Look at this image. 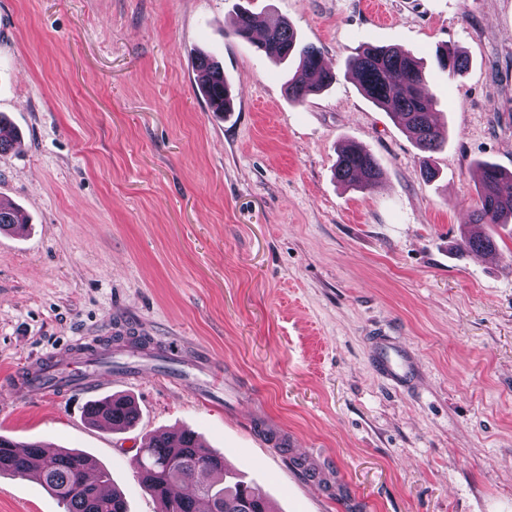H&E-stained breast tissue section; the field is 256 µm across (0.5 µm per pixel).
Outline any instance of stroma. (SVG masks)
Segmentation results:
<instances>
[{
    "mask_svg": "<svg viewBox=\"0 0 512 512\" xmlns=\"http://www.w3.org/2000/svg\"><path fill=\"white\" fill-rule=\"evenodd\" d=\"M243 7L288 21L336 82L289 100L296 61L229 33ZM445 45L463 73L439 69ZM369 46L421 58L439 151L347 75ZM203 53L233 111L199 93ZM0 115L18 135L0 203L29 220L0 231V435L87 453L129 512L159 510L144 437L186 429L272 512H512V223L495 251L458 248L478 164L512 172V0H0ZM345 144L377 159L376 186L336 180ZM126 328L187 341L213 375L8 396L29 357ZM378 328L412 385L375 370ZM109 392L135 400L132 428L88 421ZM0 512L65 509L0 475ZM436 60L439 68L448 73H460L467 68V57L457 48L445 47L443 50L438 49Z\"/></svg>",
    "mask_w": 512,
    "mask_h": 512,
    "instance_id": "stroma-1",
    "label": "stroma"
}]
</instances>
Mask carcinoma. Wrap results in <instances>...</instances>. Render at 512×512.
Segmentation results:
<instances>
[{
    "label": "carcinoma",
    "instance_id": "1",
    "mask_svg": "<svg viewBox=\"0 0 512 512\" xmlns=\"http://www.w3.org/2000/svg\"><path fill=\"white\" fill-rule=\"evenodd\" d=\"M231 34L252 42L258 51L273 61L292 57L298 69L310 80H288V97L303 102L336 80L335 74L322 66L319 51L298 40L286 21L270 26L259 13L239 10ZM439 68L460 73L467 68V57L456 48L437 50ZM357 78L361 93L375 106L389 110L402 129L423 150L436 151L443 139L433 121L434 101L425 92L427 77L414 54L399 47H368L348 63ZM203 73L200 89L209 109L227 112L228 85L224 69L209 56L198 60ZM382 171L375 157L350 144L337 156L335 177L347 185L370 187L381 179ZM512 181V173L486 164L479 173V205L474 213L477 224H507L512 220V195H501V184ZM25 216L17 209L0 205V230H22ZM460 248L472 253L495 249V240L476 232L462 240ZM88 418L114 430L131 426L138 417L134 402L126 396H109L87 407ZM14 440L0 435L4 465L0 474L35 478L63 504L65 512H128L123 494L111 489L98 492L87 482L86 474L94 467L88 455L79 451L59 450L47 453L37 443L26 445L21 455L12 453ZM137 476L141 487L161 504V512H270L265 497L224 461V454L205 447L200 438L186 431L176 442L152 436L139 448Z\"/></svg>",
    "mask_w": 512,
    "mask_h": 512
}]
</instances>
